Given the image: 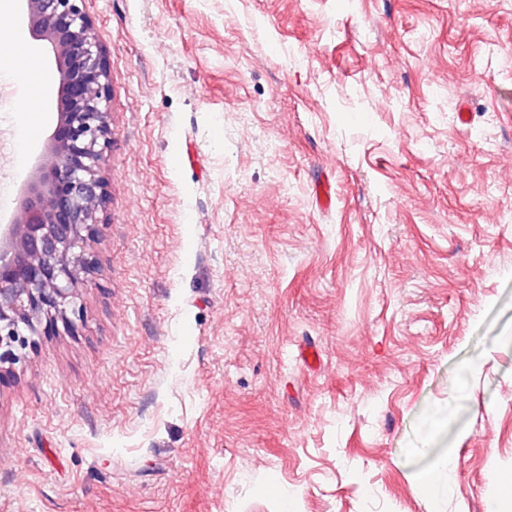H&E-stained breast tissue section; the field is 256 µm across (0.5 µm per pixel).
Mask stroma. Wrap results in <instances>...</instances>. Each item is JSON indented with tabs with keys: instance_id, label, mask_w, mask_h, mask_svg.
<instances>
[{
	"instance_id": "stroma-1",
	"label": "stroma",
	"mask_w": 512,
	"mask_h": 512,
	"mask_svg": "<svg viewBox=\"0 0 512 512\" xmlns=\"http://www.w3.org/2000/svg\"><path fill=\"white\" fill-rule=\"evenodd\" d=\"M84 8L110 195L75 330L0 381V512H488L512 468V0ZM0 92L1 225L58 114L50 84L24 134L27 86Z\"/></svg>"
}]
</instances>
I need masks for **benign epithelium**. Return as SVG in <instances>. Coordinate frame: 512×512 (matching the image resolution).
Returning a JSON list of instances; mask_svg holds the SVG:
<instances>
[{"mask_svg":"<svg viewBox=\"0 0 512 512\" xmlns=\"http://www.w3.org/2000/svg\"><path fill=\"white\" fill-rule=\"evenodd\" d=\"M85 0H26L33 36L65 68L55 73L62 112L12 224L0 227V379L26 361L41 336L74 325L95 269L109 184L101 163L112 149L110 69Z\"/></svg>","mask_w":512,"mask_h":512,"instance_id":"1","label":"benign epithelium"}]
</instances>
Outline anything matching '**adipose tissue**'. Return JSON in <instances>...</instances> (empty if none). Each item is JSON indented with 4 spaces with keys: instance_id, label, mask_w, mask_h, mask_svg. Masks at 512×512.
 Returning a JSON list of instances; mask_svg holds the SVG:
<instances>
[{
    "instance_id": "obj_1",
    "label": "adipose tissue",
    "mask_w": 512,
    "mask_h": 512,
    "mask_svg": "<svg viewBox=\"0 0 512 512\" xmlns=\"http://www.w3.org/2000/svg\"><path fill=\"white\" fill-rule=\"evenodd\" d=\"M9 15L8 0H0V70H9L15 78L33 86L35 93L23 110L24 126L32 130L42 121L41 91L48 76L24 37L9 22Z\"/></svg>"
}]
</instances>
